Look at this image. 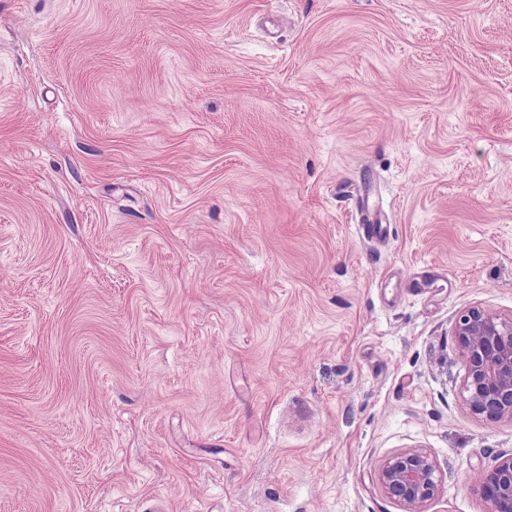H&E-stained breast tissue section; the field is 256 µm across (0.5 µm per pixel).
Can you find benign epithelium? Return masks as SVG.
Masks as SVG:
<instances>
[{"label": "benign epithelium", "mask_w": 512, "mask_h": 512, "mask_svg": "<svg viewBox=\"0 0 512 512\" xmlns=\"http://www.w3.org/2000/svg\"><path fill=\"white\" fill-rule=\"evenodd\" d=\"M454 333L466 360L464 404L474 415L512 422V314L470 308L457 315ZM497 459L491 469L474 470L470 488L486 502L487 512H512V452ZM377 481L404 512H423L438 493L441 471L427 453L409 450L385 459Z\"/></svg>", "instance_id": "7a95c632"}]
</instances>
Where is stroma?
Masks as SVG:
<instances>
[{"mask_svg": "<svg viewBox=\"0 0 512 512\" xmlns=\"http://www.w3.org/2000/svg\"><path fill=\"white\" fill-rule=\"evenodd\" d=\"M472 307L512 0H0V512H403L407 450L485 512ZM377 481L404 512H423L422 506L438 493L441 471L427 453L409 450L385 459L378 466Z\"/></svg>", "mask_w": 512, "mask_h": 512, "instance_id": "obj_1", "label": "stroma"}]
</instances>
